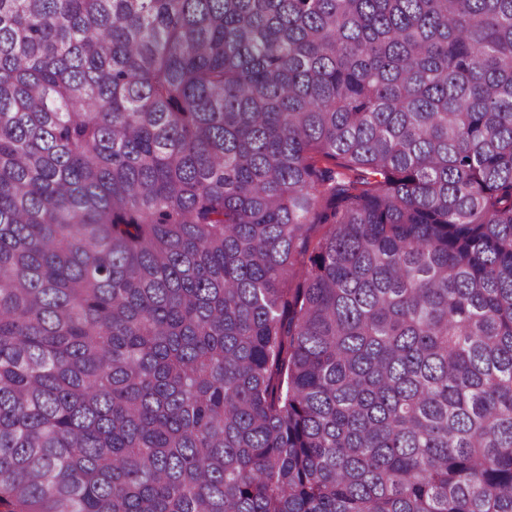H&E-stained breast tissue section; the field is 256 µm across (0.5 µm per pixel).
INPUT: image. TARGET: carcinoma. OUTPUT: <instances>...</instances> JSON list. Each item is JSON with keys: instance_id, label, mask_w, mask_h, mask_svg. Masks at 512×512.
<instances>
[{"instance_id": "obj_1", "label": "carcinoma", "mask_w": 512, "mask_h": 512, "mask_svg": "<svg viewBox=\"0 0 512 512\" xmlns=\"http://www.w3.org/2000/svg\"><path fill=\"white\" fill-rule=\"evenodd\" d=\"M0 512H512V0H0Z\"/></svg>"}]
</instances>
